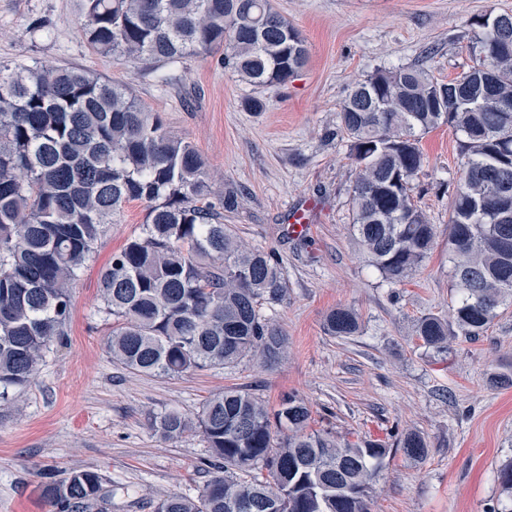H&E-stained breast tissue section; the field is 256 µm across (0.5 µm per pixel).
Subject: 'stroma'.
I'll return each instance as SVG.
<instances>
[{"mask_svg":"<svg viewBox=\"0 0 512 512\" xmlns=\"http://www.w3.org/2000/svg\"><path fill=\"white\" fill-rule=\"evenodd\" d=\"M300 31L309 59L297 77L256 87L199 57L170 66L157 82L140 64L93 50L79 24L80 0H0V63L68 64L126 85L173 134L205 158L215 192L243 195L224 216L238 238L275 250L288 279L283 302L265 307L288 347L276 364L261 356L182 376L145 375L113 361L101 309L100 274L138 236L146 205H125L71 288L67 334L38 375L10 390L0 408V512H56L41 494L45 471L94 470L114 494L103 512H154L170 493L196 494L209 478L200 432L165 440L154 419L176 409L197 416L214 393L235 387L277 407L297 393L312 429L354 441L388 442L417 430L425 460L394 452L373 486L371 512H512L497 473L512 462V306L488 332L456 339L446 355L425 348L416 321L450 318L456 292L448 263V213L462 169L459 136L448 126L423 135L426 158L414 198L437 228L438 245L401 284L370 266L351 228L355 165L338 129L353 82L380 69L420 65L446 81L469 69L468 19L512 0H272ZM258 97L259 112L244 103ZM303 212L308 229L290 231ZM352 308L360 330L334 337L326 314Z\"/></svg>","mask_w":512,"mask_h":512,"instance_id":"stroma-1","label":"stroma"}]
</instances>
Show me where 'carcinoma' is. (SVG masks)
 <instances>
[{
    "label": "carcinoma",
    "mask_w": 512,
    "mask_h": 512,
    "mask_svg": "<svg viewBox=\"0 0 512 512\" xmlns=\"http://www.w3.org/2000/svg\"><path fill=\"white\" fill-rule=\"evenodd\" d=\"M88 44L157 72L222 51L224 68L277 86L308 61L300 31L271 0H81ZM473 66L444 83L427 70H378L350 86L339 128L356 165L352 228L370 264L401 283L437 241L414 199L425 165L420 136L447 124L461 135L462 171L448 219V256L458 294L454 319L420 318L422 345L448 353L455 336L484 335L512 303V43L487 13L468 20ZM213 194L207 165L128 89L59 65L0 64V401L33 379L65 335L72 283L114 217L146 203L142 233L112 254L101 274L112 356L147 375L179 376L230 366L249 355L278 362L286 338L262 313L288 284L276 252L242 244L224 223L241 191ZM360 329L350 309L325 318L330 336ZM310 409L294 393L270 411L240 389L211 396L196 418L170 410L154 421L164 439L199 431L212 475L197 495L169 494L155 512H370V494L392 449L368 438L338 442L308 430ZM421 461L418 431L397 439ZM42 493L58 512H90L109 496L92 470L45 474Z\"/></svg>",
    "instance_id": "obj_1"
}]
</instances>
